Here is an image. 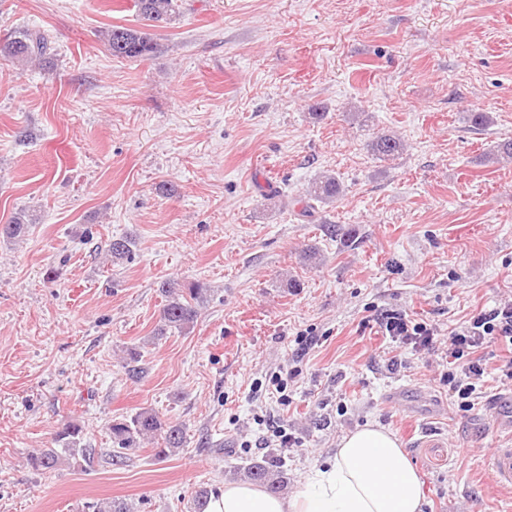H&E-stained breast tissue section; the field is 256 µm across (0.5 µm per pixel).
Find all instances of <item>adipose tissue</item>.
<instances>
[{"instance_id": "adipose-tissue-1", "label": "adipose tissue", "mask_w": 512, "mask_h": 512, "mask_svg": "<svg viewBox=\"0 0 512 512\" xmlns=\"http://www.w3.org/2000/svg\"><path fill=\"white\" fill-rule=\"evenodd\" d=\"M290 497L251 483L211 494L208 512H421L422 482L395 434L367 425L344 435L332 457L311 464Z\"/></svg>"}]
</instances>
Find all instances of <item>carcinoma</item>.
<instances>
[{"label": "carcinoma", "mask_w": 512, "mask_h": 512, "mask_svg": "<svg viewBox=\"0 0 512 512\" xmlns=\"http://www.w3.org/2000/svg\"><path fill=\"white\" fill-rule=\"evenodd\" d=\"M140 18L150 27H158L171 22L180 12V0H135ZM104 40L112 56L126 60L143 59L157 50V43L151 33L125 26L114 25L104 31ZM49 39L41 31L10 34L0 38V57L12 63L18 70L31 65L48 63L50 59ZM372 150L377 156L393 158L403 150V143L393 135L382 134L372 143ZM340 186L336 177L325 175L315 179L308 190L310 203L303 207V212L311 213V202L327 203L336 198ZM28 223L20 214L9 224L0 225V236L19 239L27 233ZM134 241L127 237L115 238L107 243L106 252L111 262L118 264L132 257ZM159 291L165 298L160 325L157 335L164 336L167 332L187 331L197 320L199 311L197 304L207 289L199 284L183 288L174 281H163ZM126 375L132 380L142 378L146 367L141 364L140 353L132 349L123 363ZM112 450L110 455L125 458L135 453L144 443H160L155 449L159 458H167L176 454L185 444V429L180 424H172L162 420L157 414L140 411L112 422L109 427ZM82 429L73 422H66L56 433L55 448H45L30 456L29 463L37 470L53 471L64 460L82 459L88 461L96 452L82 444ZM249 479L259 482L272 492L281 487V472L271 469L263 462H253L246 471ZM86 512H129L128 503L112 500L106 504H88Z\"/></svg>", "instance_id": "cac0c4a2"}]
</instances>
